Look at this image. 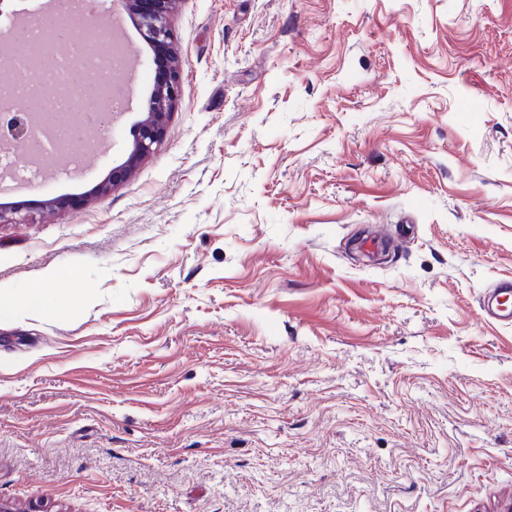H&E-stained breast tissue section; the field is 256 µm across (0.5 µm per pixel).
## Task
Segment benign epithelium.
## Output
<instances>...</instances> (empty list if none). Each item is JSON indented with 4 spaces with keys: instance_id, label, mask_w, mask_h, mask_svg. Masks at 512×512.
Listing matches in <instances>:
<instances>
[{
    "instance_id": "obj_1",
    "label": "benign epithelium",
    "mask_w": 512,
    "mask_h": 512,
    "mask_svg": "<svg viewBox=\"0 0 512 512\" xmlns=\"http://www.w3.org/2000/svg\"><path fill=\"white\" fill-rule=\"evenodd\" d=\"M123 4L142 41L152 50L154 60L163 64L164 75L154 80L146 112L143 113L126 161L99 184L96 189L98 194H106L119 186L154 152L163 140L169 117L181 95L180 60L173 47L169 25L174 0H123ZM32 115L29 109L13 113L10 135L16 139L32 137Z\"/></svg>"
}]
</instances>
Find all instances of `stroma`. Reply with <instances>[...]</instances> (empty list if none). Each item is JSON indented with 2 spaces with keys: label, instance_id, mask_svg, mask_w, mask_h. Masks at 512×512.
<instances>
[{
  "label": "stroma",
  "instance_id": "1",
  "mask_svg": "<svg viewBox=\"0 0 512 512\" xmlns=\"http://www.w3.org/2000/svg\"><path fill=\"white\" fill-rule=\"evenodd\" d=\"M170 24L181 100L125 183L91 193L154 82L131 25L142 77L92 164L0 183V502L506 512L512 327L479 300L512 278V0H177Z\"/></svg>",
  "mask_w": 512,
  "mask_h": 512
}]
</instances>
